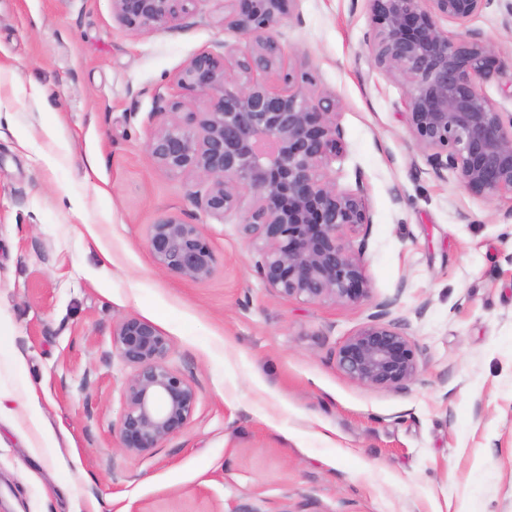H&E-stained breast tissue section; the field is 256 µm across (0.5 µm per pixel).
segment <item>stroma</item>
<instances>
[{"mask_svg":"<svg viewBox=\"0 0 512 512\" xmlns=\"http://www.w3.org/2000/svg\"><path fill=\"white\" fill-rule=\"evenodd\" d=\"M223 17L201 0L178 26L130 29L112 0H0V512H512V200L434 175L403 87L371 62L368 0H299L279 37L290 68L340 101L330 173L368 186L372 295L279 296L239 216L206 215L194 178L146 148L158 100L198 106L178 85L191 59L244 48ZM440 27L484 33L503 67L485 92L512 114V0ZM165 215L201 226L209 279L155 264L146 239ZM382 302L418 352L401 389L336 362ZM128 316L168 337L199 394L147 457L116 430L132 369L112 329ZM31 386L39 430L21 407Z\"/></svg>","mask_w":512,"mask_h":512,"instance_id":"stroma-1","label":"stroma"}]
</instances>
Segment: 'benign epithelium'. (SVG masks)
Masks as SVG:
<instances>
[{
	"label": "benign epithelium",
	"instance_id": "7a95c632",
	"mask_svg": "<svg viewBox=\"0 0 512 512\" xmlns=\"http://www.w3.org/2000/svg\"><path fill=\"white\" fill-rule=\"evenodd\" d=\"M201 0H112L116 21L128 28L176 26ZM299 0H224V27L246 47L233 63L203 52L181 71L178 84L203 96L187 110L177 99L158 112L172 119L154 130L147 150L164 170L206 186L192 193L203 212L226 218L249 204L240 223L256 251L255 269L282 297L356 304L370 297L365 253L372 224L361 176L342 188L328 171L343 154L340 107L316 95L310 75L285 70L278 29ZM365 45L374 65L400 82L406 122L434 174H456L473 196L512 195V116L504 118L484 90L502 75L483 33L451 39L446 19L468 24L491 0H369ZM283 84L272 88L268 79ZM147 248L159 267L192 281L208 279L216 257L201 225L175 215L150 225ZM369 322L336 353L338 367L369 387L402 388L419 369L415 344L386 321L376 305ZM120 358L133 368L117 425L120 447L148 456L186 428L198 403L196 387L169 365L170 341L151 321L120 320L112 331Z\"/></svg>",
	"mask_w": 512,
	"mask_h": 512
}]
</instances>
